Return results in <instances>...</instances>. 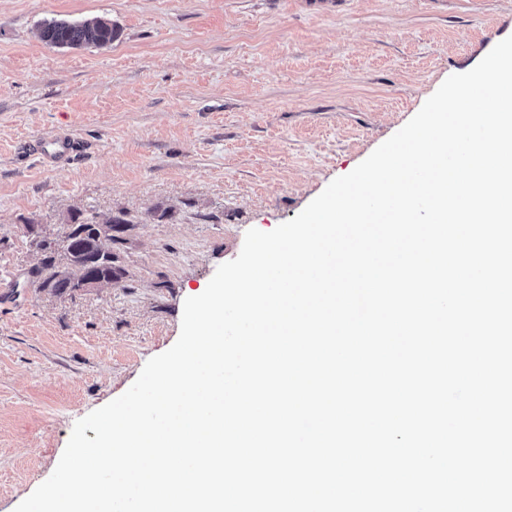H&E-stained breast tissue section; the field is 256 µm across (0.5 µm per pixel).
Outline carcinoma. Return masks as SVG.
<instances>
[{
	"label": "carcinoma",
	"mask_w": 512,
	"mask_h": 512,
	"mask_svg": "<svg viewBox=\"0 0 512 512\" xmlns=\"http://www.w3.org/2000/svg\"><path fill=\"white\" fill-rule=\"evenodd\" d=\"M119 35L117 25L98 17L79 23L53 19L43 23L39 33L42 41L58 48L103 47ZM87 228L88 224L78 222L58 238L35 239L41 259L31 276L38 287L51 286L58 293H66L79 290L88 278L109 283L122 277L123 269L115 264V256L101 255V240Z\"/></svg>",
	"instance_id": "cac0c4a2"
}]
</instances>
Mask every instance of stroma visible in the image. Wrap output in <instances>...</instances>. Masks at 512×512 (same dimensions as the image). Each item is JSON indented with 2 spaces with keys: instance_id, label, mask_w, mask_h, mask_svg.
I'll return each mask as SVG.
<instances>
[{
  "instance_id": "stroma-1",
  "label": "stroma",
  "mask_w": 512,
  "mask_h": 512,
  "mask_svg": "<svg viewBox=\"0 0 512 512\" xmlns=\"http://www.w3.org/2000/svg\"><path fill=\"white\" fill-rule=\"evenodd\" d=\"M103 17V48L41 40ZM512 36V0H0V512L177 341L247 230L298 215ZM70 135L67 162L32 140ZM134 222L108 288L56 295L23 227Z\"/></svg>"
}]
</instances>
